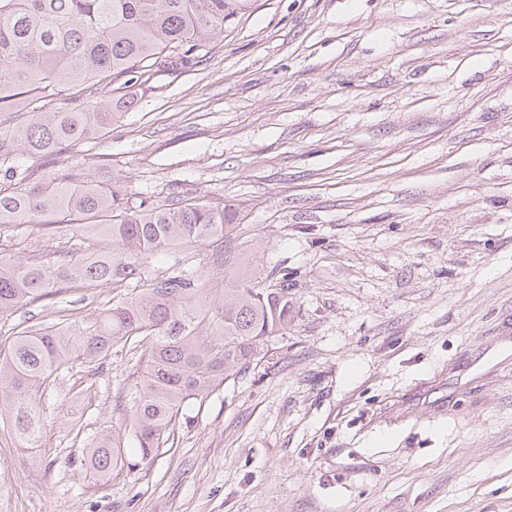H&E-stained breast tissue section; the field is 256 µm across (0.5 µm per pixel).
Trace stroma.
Wrapping results in <instances>:
<instances>
[{
	"label": "stroma",
	"instance_id": "stroma-1",
	"mask_svg": "<svg viewBox=\"0 0 512 512\" xmlns=\"http://www.w3.org/2000/svg\"><path fill=\"white\" fill-rule=\"evenodd\" d=\"M112 127L57 157L130 198L234 205L160 255L288 273L286 332L183 409L150 462L99 480L145 349L73 362L37 396L35 447L0 420V512H512V0H250L191 69L151 68ZM75 232L14 227L0 257ZM132 290L76 283L0 314L93 321ZM84 448V464L102 481L125 464L124 440L120 434L116 437L112 426L103 429Z\"/></svg>",
	"mask_w": 512,
	"mask_h": 512
}]
</instances>
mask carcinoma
<instances>
[{
	"instance_id": "cac0c4a2",
	"label": "carcinoma",
	"mask_w": 512,
	"mask_h": 512,
	"mask_svg": "<svg viewBox=\"0 0 512 512\" xmlns=\"http://www.w3.org/2000/svg\"><path fill=\"white\" fill-rule=\"evenodd\" d=\"M247 0H0V111L18 114L0 132V159L58 156L109 129L135 104L125 89L144 64L192 68L201 47ZM116 85L112 104L92 105L90 90ZM63 102L30 112L40 98ZM58 215L89 241L80 254L51 264L0 257V313L41 299L64 283L88 290L139 289L98 320L70 330L57 324L16 332L0 352V415L25 445L42 432L35 398L46 382L75 360L92 364L131 338L148 343L143 380L127 394L125 431L140 459L156 456L183 407L249 364L270 337L288 329L292 312L288 273L271 271L264 283L224 277L208 295L205 270L180 259L164 275L149 259L165 249L202 246L237 221V211L202 203L134 205L112 184L80 180L69 171L25 182L0 177V229L41 223ZM124 440L111 427L85 445L84 464L101 480L125 464Z\"/></svg>"
}]
</instances>
